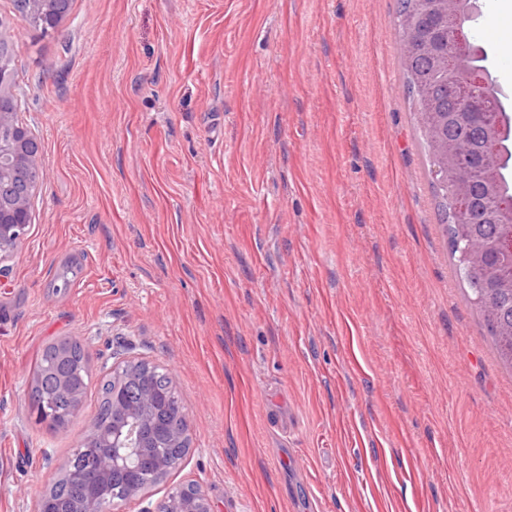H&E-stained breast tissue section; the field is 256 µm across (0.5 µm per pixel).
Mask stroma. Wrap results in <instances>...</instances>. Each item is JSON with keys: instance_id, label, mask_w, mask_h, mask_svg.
Segmentation results:
<instances>
[{"instance_id": "stroma-1", "label": "stroma", "mask_w": 512, "mask_h": 512, "mask_svg": "<svg viewBox=\"0 0 512 512\" xmlns=\"http://www.w3.org/2000/svg\"><path fill=\"white\" fill-rule=\"evenodd\" d=\"M481 5L512 91V0ZM397 7L72 0L44 35L0 0L44 171L0 277V512H36L127 358L192 443L117 512L189 483L212 512H512V368L439 222ZM67 336L90 387L53 431L29 393Z\"/></svg>"}]
</instances>
